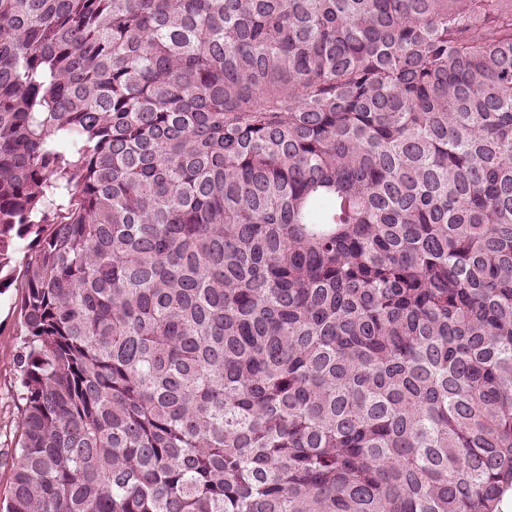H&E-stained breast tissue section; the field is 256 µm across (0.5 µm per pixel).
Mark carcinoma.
I'll use <instances>...</instances> for the list:
<instances>
[{"label": "carcinoma", "instance_id": "cac0c4a2", "mask_svg": "<svg viewBox=\"0 0 512 512\" xmlns=\"http://www.w3.org/2000/svg\"><path fill=\"white\" fill-rule=\"evenodd\" d=\"M0 512H494L512 0H0ZM20 288L7 289L0 295V451L13 448L17 441V409L15 390V358L19 328L17 302Z\"/></svg>", "mask_w": 512, "mask_h": 512}]
</instances>
